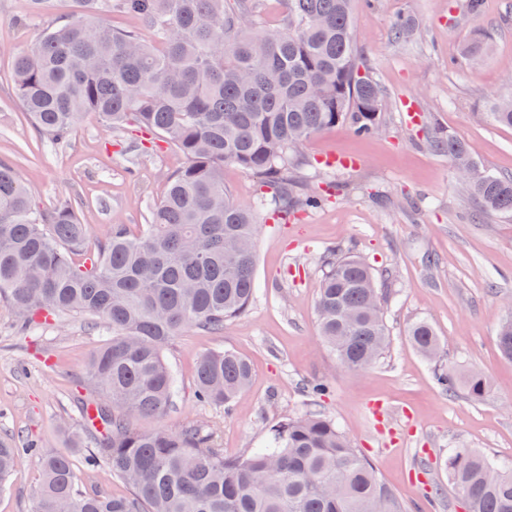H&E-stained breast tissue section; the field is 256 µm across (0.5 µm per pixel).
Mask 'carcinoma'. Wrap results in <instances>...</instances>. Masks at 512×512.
Here are the masks:
<instances>
[{
    "instance_id": "obj_1",
    "label": "carcinoma",
    "mask_w": 512,
    "mask_h": 512,
    "mask_svg": "<svg viewBox=\"0 0 512 512\" xmlns=\"http://www.w3.org/2000/svg\"><path fill=\"white\" fill-rule=\"evenodd\" d=\"M276 30H253L261 0H82L78 14L47 27L14 54L12 80L39 134L65 142L82 118L106 127L156 132L186 157L138 234L114 225L95 250L71 201L41 208L15 169L0 162V299L27 329L62 314L112 330L91 356L88 380L104 433L87 461L101 462L130 486L107 496L77 486L74 452L39 454L41 485L32 512H409L336 422L318 413L286 417L265 446L227 457L212 425L138 430L129 414L162 416L176 380L163 356L179 329L220 332L253 301L257 225L224 187V164L261 178L273 220L329 202L307 187L300 145L345 126L361 137L382 128L385 97L356 65L354 0H282ZM138 19L154 38L117 29L106 16ZM512 128V99L490 103ZM459 179L487 211L512 214V178L480 171L469 146L430 134ZM82 256L74 262L73 256ZM316 308L320 336L340 366L366 370L389 348L384 295L371 268L348 252L323 257ZM419 354L436 360L442 340L426 319L407 328ZM498 345L512 360V313ZM437 385L472 398L487 392L476 373L434 368ZM251 366L224 350L196 370L201 401L230 410ZM20 449L0 440V485ZM444 468L467 512H512V465L476 448H451Z\"/></svg>"
}]
</instances>
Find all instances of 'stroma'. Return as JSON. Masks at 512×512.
Segmentation results:
<instances>
[{
    "label": "stroma",
    "mask_w": 512,
    "mask_h": 512,
    "mask_svg": "<svg viewBox=\"0 0 512 512\" xmlns=\"http://www.w3.org/2000/svg\"><path fill=\"white\" fill-rule=\"evenodd\" d=\"M48 0L40 22L25 23L28 0H0V161L13 165L30 196L46 206L69 199L97 247L112 225L142 230L184 156L152 132L113 131L87 116L61 145L38 134L12 83L15 52L46 25L78 10ZM403 18L415 23L394 38ZM354 34L366 71L385 92L384 130L359 137L339 126L302 149L313 185L332 181L326 205L287 224L273 223L257 174L228 164L224 185L258 224L256 296L241 316L213 333L182 328L163 355L178 391L163 416L134 419L141 429L197 422L219 428L225 455L259 446L267 430L317 409L407 505L465 512L443 460L452 448H478L512 462V362L497 344L512 299V216L484 210L460 184L446 154L423 148V130L467 143L482 171L512 176V128L495 124L489 102L512 96V0H355ZM482 31L492 46L472 62L467 46ZM350 247L377 273L392 272L386 320L391 344L365 371L341 368L319 337L316 299L327 249ZM424 318L445 342V364L483 375L482 399L441 390L433 368L411 347L408 324ZM108 332L76 315L21 330L0 301V439H28L44 450L66 444L63 426H80L90 355ZM229 349L247 358L252 380L231 411L200 401L201 355ZM327 382L317 398L307 387ZM41 479L37 457L18 455L0 492V512H30Z\"/></svg>",
    "instance_id": "stroma-1"
}]
</instances>
